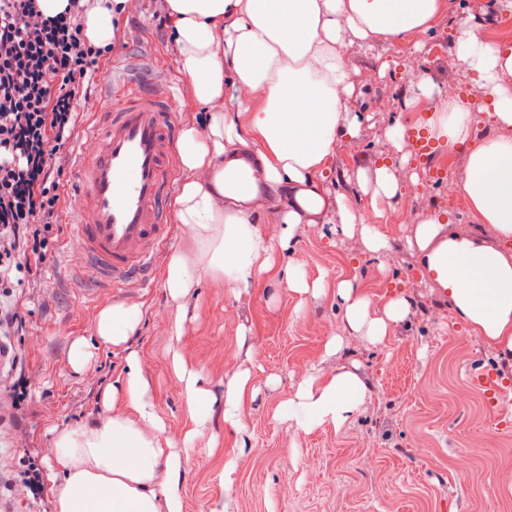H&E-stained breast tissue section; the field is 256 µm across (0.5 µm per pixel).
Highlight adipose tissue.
<instances>
[{"instance_id":"ef3b65f1","label":"adipose tissue","mask_w":512,"mask_h":512,"mask_svg":"<svg viewBox=\"0 0 512 512\" xmlns=\"http://www.w3.org/2000/svg\"><path fill=\"white\" fill-rule=\"evenodd\" d=\"M171 36L201 110L185 126L178 152L186 172L174 199L184 243L163 259V286L172 300L201 281L222 279L236 290L261 278L285 279L289 290L309 286L302 266L279 271L262 225H281L292 236L301 223L330 225L348 234L355 215L347 198L326 186L330 159L355 137L364 119L352 111V63L342 34L361 42L377 37L403 42L431 30L447 0H167ZM137 0H95L86 11L84 35L98 49L111 46L115 24ZM453 56L482 90L480 111L498 127L512 128V93L501 84L512 75V46L493 45L478 26L463 20ZM417 95L433 103L430 136L469 149L460 190L477 217L499 237H512V139L475 141L466 98L442 97L422 77ZM447 222L436 213L416 226L421 263L450 288L451 308L480 328L503 357L512 359V262L490 246L463 239L440 240ZM488 277V285L454 290L449 254ZM335 296L352 330L370 344L384 342L408 315L411 299L397 292L382 310L350 282ZM144 320L141 305L112 304L97 319L105 345H128ZM168 352L184 385L191 427L181 439L167 436L145 379L144 365L130 354L112 384L104 417L56 434L49 456L57 512H182L181 461L214 416L216 401L201 387L202 375L182 354V323L170 326ZM367 388L343 372L310 375L280 406L282 421L308 432L326 424L343 427L360 410Z\"/></svg>"}]
</instances>
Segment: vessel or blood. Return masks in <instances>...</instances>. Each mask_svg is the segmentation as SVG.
Returning <instances> with one entry per match:
<instances>
[{
    "label": "vessel or blood",
    "instance_id": "b4317fda",
    "mask_svg": "<svg viewBox=\"0 0 512 512\" xmlns=\"http://www.w3.org/2000/svg\"><path fill=\"white\" fill-rule=\"evenodd\" d=\"M105 93L111 109L85 127L86 142L97 148L76 146L71 169L79 211L69 225L84 261L67 274L88 296L154 283V254L168 237L166 202L176 170L175 76L159 85L138 68L133 80L111 84Z\"/></svg>",
    "mask_w": 512,
    "mask_h": 512
}]
</instances>
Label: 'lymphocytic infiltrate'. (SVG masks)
I'll list each match as a JSON object with an SVG mask.
<instances>
[{
    "instance_id": "obj_1",
    "label": "lymphocytic infiltrate",
    "mask_w": 512,
    "mask_h": 512,
    "mask_svg": "<svg viewBox=\"0 0 512 512\" xmlns=\"http://www.w3.org/2000/svg\"><path fill=\"white\" fill-rule=\"evenodd\" d=\"M83 12L69 0L46 19L38 0H0V331L8 336L22 329L13 289L36 284L52 247L63 148L80 136L82 91L101 57L83 35Z\"/></svg>"
}]
</instances>
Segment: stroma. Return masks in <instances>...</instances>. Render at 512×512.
I'll list each match as a JSON object with an SVG mask.
<instances>
[{
	"mask_svg": "<svg viewBox=\"0 0 512 512\" xmlns=\"http://www.w3.org/2000/svg\"><path fill=\"white\" fill-rule=\"evenodd\" d=\"M449 4L432 31L415 33L409 42L373 38L350 49L357 90L352 106L367 119L352 146L337 148L327 186L345 193L355 216H368L386 237L384 254L368 252L358 225L338 238L321 226L301 224L289 240L281 238L280 225L263 227L278 267L301 265L308 282H320V290L296 293L285 281L262 278L233 291L206 280L174 302L158 280L146 288L89 298L60 276L65 264L82 261L79 246L68 239L72 213H62L36 287L17 288L12 295L25 321L22 365L16 374L0 370V408L11 407L10 388L18 377L31 385L25 414L0 425V487L14 512L54 505L50 489L36 499L15 485L18 462L29 452L41 455L43 473L51 475L53 465L45 453L54 436L70 424L105 415V393L129 352H137L146 367L169 436L182 437L189 429L183 385L168 354L169 325L176 319L182 322L188 364L201 370L204 387L217 400L212 422L182 462V512H512V362L454 315L428 278L418 250L408 247L414 226L393 228L387 222L404 207L423 215L446 212L452 219L446 233L496 241L491 227L469 210L449 207L447 182H433L424 167L402 159L385 139L397 120L418 130L431 107L423 99L404 106L407 59H419L436 85L453 82L463 93L481 96L464 68L435 47L454 41L461 19L486 30L508 8L487 11L486 0ZM133 58L140 66L178 73L176 124L198 121L189 77L169 27L154 14L153 0H138L137 9L120 18L112 48L87 86L94 111L105 106L101 95L107 82ZM386 155L400 163V190L391 198H374L361 191L355 176L361 170L373 174ZM344 174L349 182H341ZM342 281L363 290L378 309L394 290L412 297L407 318L392 327L383 344H368L348 326L334 298ZM120 302L142 305L145 311L129 349L94 346L88 369L72 370V343L93 339L99 311ZM334 336L343 347L330 353L325 345ZM246 368L256 397L246 403L245 429L237 433L224 426L222 400ZM341 372L356 374L368 387L366 402L351 422L306 433L280 421V404L293 397L305 376ZM477 373L494 377L500 391L493 401L470 384V375ZM229 457L237 468L228 487L221 473Z\"/></svg>",
	"mask_w": 512,
	"mask_h": 512,
	"instance_id": "1",
	"label": "stroma"
}]
</instances>
